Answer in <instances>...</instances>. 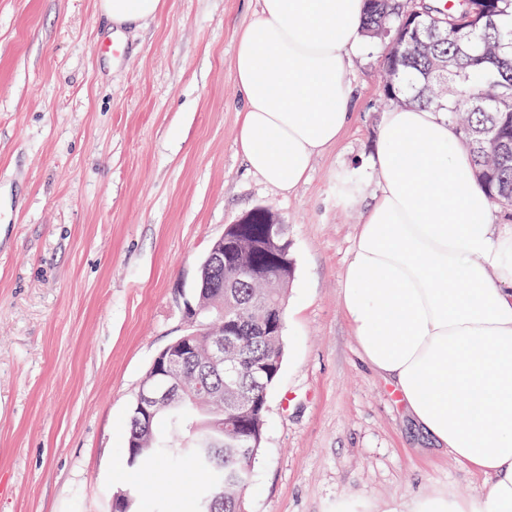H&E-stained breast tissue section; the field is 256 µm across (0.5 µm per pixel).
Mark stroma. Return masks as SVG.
<instances>
[{
    "mask_svg": "<svg viewBox=\"0 0 512 512\" xmlns=\"http://www.w3.org/2000/svg\"><path fill=\"white\" fill-rule=\"evenodd\" d=\"M99 0H0V512H111L131 481L141 379L190 324L198 264L256 208L286 225L284 358L244 512H408L484 476L429 448L366 367L341 305L364 198L344 174L390 106L384 43L345 72L353 123L307 180L250 173L232 62L259 0H160L123 51ZM141 512H190L193 485L145 473Z\"/></svg>",
    "mask_w": 512,
    "mask_h": 512,
    "instance_id": "1",
    "label": "stroma"
}]
</instances>
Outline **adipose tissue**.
Returning a JSON list of instances; mask_svg holds the SVG:
<instances>
[{"instance_id": "obj_1", "label": "adipose tissue", "mask_w": 512, "mask_h": 512, "mask_svg": "<svg viewBox=\"0 0 512 512\" xmlns=\"http://www.w3.org/2000/svg\"><path fill=\"white\" fill-rule=\"evenodd\" d=\"M232 63L248 170L292 191L353 119L344 72L362 42L363 0H259ZM159 0H100L114 30ZM379 189L342 275V305L366 365L437 449L487 475L411 512H512V234L491 220L467 147L442 113L384 114L368 162Z\"/></svg>"}]
</instances>
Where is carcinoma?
Wrapping results in <instances>:
<instances>
[{
	"instance_id": "obj_1",
	"label": "carcinoma",
	"mask_w": 512,
	"mask_h": 512,
	"mask_svg": "<svg viewBox=\"0 0 512 512\" xmlns=\"http://www.w3.org/2000/svg\"><path fill=\"white\" fill-rule=\"evenodd\" d=\"M363 34L381 38L395 30L404 16L402 0H365ZM493 12L489 21L464 36L446 17L433 10L426 25L432 35L421 36L426 46L415 48L388 73L392 94L388 101L432 108L448 113V122L468 145L476 177L491 202L512 208V111L497 106V98L512 99V0H470V13ZM251 239L244 245L224 240V272L196 300L205 304L197 317L202 335L196 354L184 364L186 390L181 399L154 416L150 429L139 430L128 418L126 457L132 443L142 439L137 472L167 467L174 477L186 470L201 474L192 512H242L241 472L252 467L259 453L265 416L250 415L242 428L249 440L232 443L224 429L236 420L239 402L267 399L277 376L266 377L262 364L283 358L282 337L260 330L265 309L285 308L294 262L288 238L279 236L257 216L249 225ZM235 322L240 335L224 345V366L209 368L207 355L215 335Z\"/></svg>"
}]
</instances>
